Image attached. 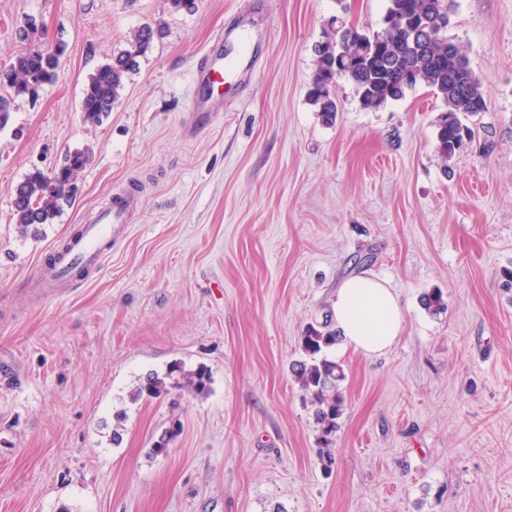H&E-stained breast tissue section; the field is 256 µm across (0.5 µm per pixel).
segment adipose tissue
Instances as JSON below:
<instances>
[{
  "label": "adipose tissue",
  "instance_id": "adipose-tissue-1",
  "mask_svg": "<svg viewBox=\"0 0 512 512\" xmlns=\"http://www.w3.org/2000/svg\"><path fill=\"white\" fill-rule=\"evenodd\" d=\"M332 311L342 348L367 357L389 351L405 321L395 290L384 280L364 275L341 283Z\"/></svg>",
  "mask_w": 512,
  "mask_h": 512
}]
</instances>
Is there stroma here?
<instances>
[{
    "label": "stroma",
    "mask_w": 512,
    "mask_h": 512,
    "mask_svg": "<svg viewBox=\"0 0 512 512\" xmlns=\"http://www.w3.org/2000/svg\"><path fill=\"white\" fill-rule=\"evenodd\" d=\"M385 8L0 0V69L28 22L33 44L64 46L56 80L0 129V512H512V0H453L447 36L487 109L446 162L428 88L368 110L338 81L330 124L307 100L325 23L376 31ZM244 11L254 76L186 132L193 66ZM157 23L109 115L84 123L89 76ZM85 148L73 205L20 230L18 184ZM129 190L140 207L97 273L53 295L29 286ZM358 275L385 279L405 322L385 355L331 348L345 408L327 474L291 365ZM435 290L436 315L421 304ZM176 362L205 367L208 394L132 400Z\"/></svg>",
    "instance_id": "1"
}]
</instances>
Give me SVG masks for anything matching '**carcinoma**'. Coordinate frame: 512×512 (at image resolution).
Listing matches in <instances>:
<instances>
[{
	"instance_id": "carcinoma-1",
	"label": "carcinoma",
	"mask_w": 512,
	"mask_h": 512,
	"mask_svg": "<svg viewBox=\"0 0 512 512\" xmlns=\"http://www.w3.org/2000/svg\"><path fill=\"white\" fill-rule=\"evenodd\" d=\"M451 0H387L384 18L394 22L378 31L360 32L358 28L331 29L327 40L315 46V71L308 90V101L323 120L336 117L332 88L340 79L354 85L363 108L378 109L390 101L405 97L420 86L432 91L445 106L437 128L439 156L446 162L460 148L471 129L463 119L487 109L480 80L470 68L460 48L443 36L449 24ZM162 29L145 25L126 39V47L112 60L99 66L83 89L81 112L84 121H103L120 96L129 73L145 56ZM341 42L353 62L336 69V42ZM60 60L42 49L16 54L8 69L0 71V86L7 95L0 96V129L10 118L11 102L16 98L35 99L43 85L56 79ZM88 150L65 154L63 163L45 173L36 169L18 185L13 202L16 223L22 228L47 224L71 204L75 180L89 164ZM334 331L309 328L301 338V357L292 364V373L313 409L320 428L316 454L322 469L329 473L335 462L330 448L343 411L338 386L345 378L342 365L328 356L336 345ZM211 378L206 369L187 370L174 363L159 375L143 377L133 400L157 399L173 390L195 395L206 393Z\"/></svg>"
}]
</instances>
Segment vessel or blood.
Instances as JSON below:
<instances>
[{
    "label": "vessel or blood",
    "instance_id": "1",
    "mask_svg": "<svg viewBox=\"0 0 512 512\" xmlns=\"http://www.w3.org/2000/svg\"><path fill=\"white\" fill-rule=\"evenodd\" d=\"M252 32L253 21L244 15L235 25L221 31L217 39L235 45L250 40ZM252 73L253 65L246 56L230 61L220 53L202 54L193 69V80L202 90L192 104L193 116L202 118L214 111L217 101L224 95L227 81L244 84L250 81ZM137 206L138 199L133 193L115 195L111 206L103 210L94 223L83 225L79 235L65 248L55 251L51 261L40 264L41 281L57 287L77 282L79 272L98 271L113 240L124 234L129 213Z\"/></svg>",
    "mask_w": 512,
    "mask_h": 512
}]
</instances>
